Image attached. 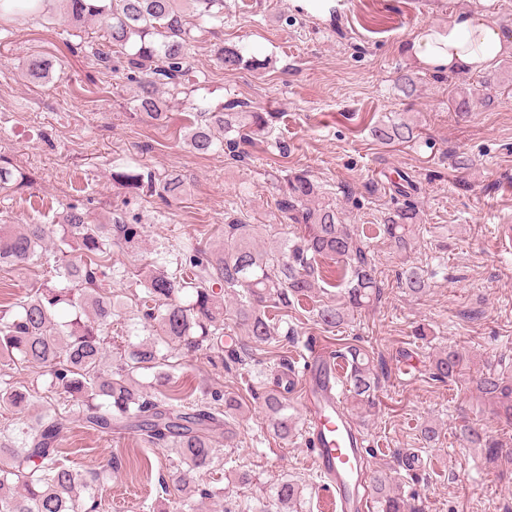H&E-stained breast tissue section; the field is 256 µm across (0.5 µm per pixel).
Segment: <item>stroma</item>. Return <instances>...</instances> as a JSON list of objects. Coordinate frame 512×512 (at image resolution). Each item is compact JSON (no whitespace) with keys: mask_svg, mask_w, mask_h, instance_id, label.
Returning a JSON list of instances; mask_svg holds the SVG:
<instances>
[{"mask_svg":"<svg viewBox=\"0 0 512 512\" xmlns=\"http://www.w3.org/2000/svg\"><path fill=\"white\" fill-rule=\"evenodd\" d=\"M484 17L512 38V0H224V25L195 32L185 90L167 95L168 119L134 117L135 85L93 65L85 44L104 41L102 24L75 28L62 16L0 18V155L30 178L29 186L0 193V224H50L69 205L88 209L98 222L137 217L141 238L133 249L113 248L103 288L122 295L112 316L106 368H116L132 335L141 333L131 293L136 272L161 260L179 267V242L217 251L224 219L259 224L258 245L293 235L277 209L286 178L306 173L316 202L331 205L339 220L363 229L383 223L403 203L392 189L393 172L416 185L420 220L407 251L381 236L364 244L379 271L381 293L355 313L342 331L327 333L299 307L285 309V335L271 345L249 343L245 329L227 321L225 332L246 345L251 359L226 369L209 350L168 353V372L198 402L217 390L244 400V412L222 437L223 464L201 474L214 490L202 512H280L274 488L282 479L303 494L290 512H333L304 432L283 443L271 429L261 396L277 374L292 367L297 351L336 353L356 344L382 367L376 405L359 426L370 446L369 471L391 473L420 512H506L512 503V457L471 448L457 431L461 420L512 448V431L494 418L476 375L494 370L512 378V251L503 238L512 225V90L485 101L483 75L512 80V51L485 74L438 72L419 66L407 51L414 36L457 14ZM240 47L257 66L225 69L219 44ZM50 64L48 78L27 79L24 61ZM417 90L405 94L400 75ZM469 98L460 112L449 90ZM232 101L274 113L272 128L235 160L196 152L183 139L187 116ZM404 120L417 137L384 144L376 126ZM126 165L156 179L178 173L185 192L167 203L112 181ZM61 254L51 252L22 270H0V304L53 280ZM419 268L429 287L408 293L398 276ZM424 336H417V329ZM466 356L457 379L433 376L435 355L446 348ZM31 390L32 410L0 408V429L33 421L50 381L42 369L0 362V380ZM436 424L434 446L420 426ZM60 446L66 463L98 477L90 491L96 512H187L179 490L181 466L174 454L133 434L102 433L73 418ZM417 454L423 465L402 461ZM248 474L249 483L236 481Z\"/></svg>","mask_w":512,"mask_h":512,"instance_id":"obj_1","label":"stroma"}]
</instances>
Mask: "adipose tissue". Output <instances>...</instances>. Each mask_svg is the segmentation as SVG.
Listing matches in <instances>:
<instances>
[{
	"instance_id": "obj_1",
	"label": "adipose tissue",
	"mask_w": 512,
	"mask_h": 512,
	"mask_svg": "<svg viewBox=\"0 0 512 512\" xmlns=\"http://www.w3.org/2000/svg\"><path fill=\"white\" fill-rule=\"evenodd\" d=\"M512 49L501 30L483 19L462 14L412 40L409 50L423 66L442 71L487 69Z\"/></svg>"
}]
</instances>
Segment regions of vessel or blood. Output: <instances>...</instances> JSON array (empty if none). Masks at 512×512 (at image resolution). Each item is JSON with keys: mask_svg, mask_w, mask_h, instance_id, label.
Returning a JSON list of instances; mask_svg holds the SVG:
<instances>
[{"mask_svg": "<svg viewBox=\"0 0 512 512\" xmlns=\"http://www.w3.org/2000/svg\"><path fill=\"white\" fill-rule=\"evenodd\" d=\"M300 376L315 467L335 495L339 512H368L364 439L336 392L335 366L312 352L304 357Z\"/></svg>", "mask_w": 512, "mask_h": 512, "instance_id": "b4317fda", "label": "vessel or blood"}]
</instances>
